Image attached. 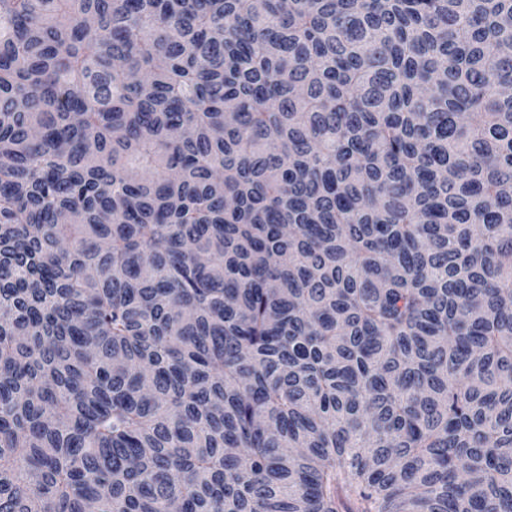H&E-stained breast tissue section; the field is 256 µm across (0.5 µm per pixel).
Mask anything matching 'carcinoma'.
<instances>
[{
    "label": "carcinoma",
    "instance_id": "cac0c4a2",
    "mask_svg": "<svg viewBox=\"0 0 512 512\" xmlns=\"http://www.w3.org/2000/svg\"><path fill=\"white\" fill-rule=\"evenodd\" d=\"M512 512V0H0V512Z\"/></svg>",
    "mask_w": 512,
    "mask_h": 512
}]
</instances>
